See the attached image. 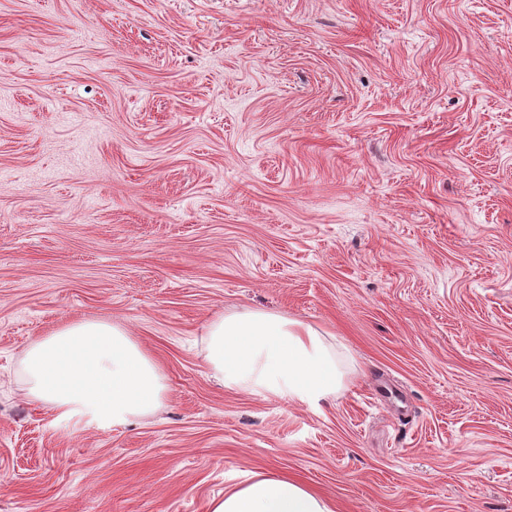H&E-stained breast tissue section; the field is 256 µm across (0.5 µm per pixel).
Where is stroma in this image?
I'll list each match as a JSON object with an SVG mask.
<instances>
[{"label":"stroma","mask_w":512,"mask_h":512,"mask_svg":"<svg viewBox=\"0 0 512 512\" xmlns=\"http://www.w3.org/2000/svg\"><path fill=\"white\" fill-rule=\"evenodd\" d=\"M302 321L315 407L210 375L204 327ZM125 325L111 429L23 356ZM338 512H512V0H0V512H209L246 474ZM24 367L32 401L57 419L86 418L97 428L151 415L166 391L154 361L115 323H67L28 346Z\"/></svg>","instance_id":"stroma-1"}]
</instances>
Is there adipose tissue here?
<instances>
[{
	"mask_svg": "<svg viewBox=\"0 0 512 512\" xmlns=\"http://www.w3.org/2000/svg\"><path fill=\"white\" fill-rule=\"evenodd\" d=\"M207 363L229 389L261 387L295 404L335 395L344 371L318 331L279 313L243 310L215 316L205 327ZM25 389L57 418L117 427L156 410L164 379L128 330L115 323L75 321L31 343L24 354ZM210 512H335L304 484L252 474L213 500Z\"/></svg>",
	"mask_w": 512,
	"mask_h": 512,
	"instance_id": "1",
	"label": "adipose tissue"
}]
</instances>
